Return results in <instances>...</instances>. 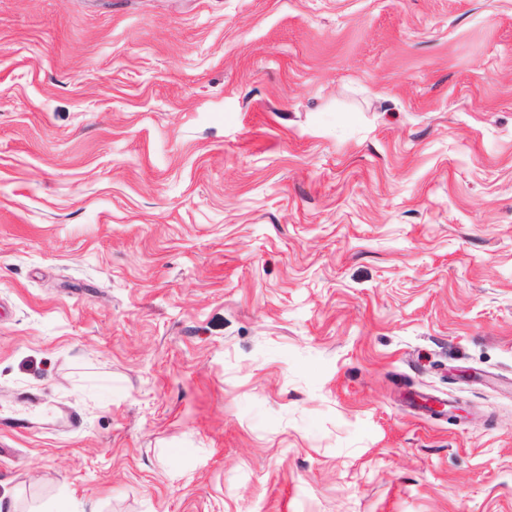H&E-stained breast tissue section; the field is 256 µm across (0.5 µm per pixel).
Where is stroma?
<instances>
[{"label": "stroma", "mask_w": 512, "mask_h": 512, "mask_svg": "<svg viewBox=\"0 0 512 512\" xmlns=\"http://www.w3.org/2000/svg\"><path fill=\"white\" fill-rule=\"evenodd\" d=\"M15 417L18 512H512V0H0Z\"/></svg>", "instance_id": "1"}]
</instances>
